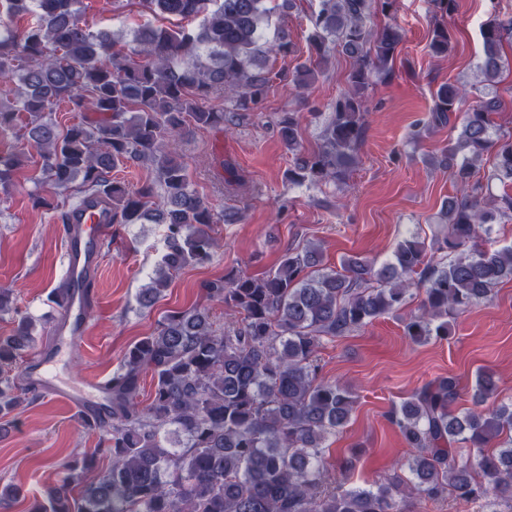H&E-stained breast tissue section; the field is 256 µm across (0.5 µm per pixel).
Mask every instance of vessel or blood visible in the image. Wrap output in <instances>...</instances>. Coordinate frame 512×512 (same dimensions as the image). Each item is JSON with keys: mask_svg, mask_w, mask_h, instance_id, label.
<instances>
[{"mask_svg": "<svg viewBox=\"0 0 512 512\" xmlns=\"http://www.w3.org/2000/svg\"><path fill=\"white\" fill-rule=\"evenodd\" d=\"M63 231V260L70 291L54 326L55 346L73 343L87 331L86 312L94 297L101 248L112 238V215L101 203L91 200L70 214ZM54 362L52 349L41 351L30 361L28 373L49 397L79 411L84 422L93 421L98 407L96 396L104 391V384L90 380L75 386L57 383L52 376Z\"/></svg>", "mask_w": 512, "mask_h": 512, "instance_id": "1", "label": "vessel or blood"}]
</instances>
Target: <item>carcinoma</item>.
Returning a JSON list of instances; mask_svg holds the SVG:
<instances>
[{
    "mask_svg": "<svg viewBox=\"0 0 512 512\" xmlns=\"http://www.w3.org/2000/svg\"><path fill=\"white\" fill-rule=\"evenodd\" d=\"M268 2L140 0L163 24L134 31L119 48L112 34L80 24L79 0H0V80L17 82L13 101L0 103V135L27 118L24 138L36 150L42 179L59 191L81 180L70 209L98 197L112 205L114 224L166 226V252L140 291L144 308L184 267L210 261L208 228L228 222L195 190L174 141L194 129L229 131L233 117L210 105L227 92L233 111L260 110L271 82L261 56L294 53L286 29L267 34ZM316 2L309 62L285 79L307 87L338 50L352 59L347 89L314 150L302 146L298 113H283L276 128L293 155L288 182L342 185L357 161L371 77L392 76L402 33L370 25L375 4L388 13L396 0ZM431 2L438 21L429 50L443 57L453 44L444 19L457 0ZM21 16L30 21L19 29L14 19ZM195 20V27L184 25ZM482 38L481 95L464 113L456 142L432 158L462 190L445 201L435 237L428 242L412 233L382 266L350 255L339 270L324 265L320 246L310 242L288 249L261 277L207 283L209 298L237 319L218 325L205 308L175 310L133 343L107 382V416L86 424L98 447L61 462V480L30 512H411L413 498L446 493L512 512V402L482 408L497 392L490 374L477 376L475 406L461 414L453 410L459 381L452 374L422 384L394 407L390 422L412 454L365 488L332 477L326 466V441L347 425L356 400L346 384L321 378L318 362L324 339L400 311L414 288L424 297L405 332L421 343L448 335V319L512 280V245H481L492 223L512 215V192L487 194L477 178L492 151L493 177L512 182V135L493 118L501 107L494 88L512 65L503 55L512 19L488 22ZM464 94L462 85H440L427 123H449ZM61 101L89 116L59 127L49 114ZM27 161L23 151L0 156L1 200ZM129 161L150 166L153 181L131 190L109 178ZM36 323L21 316L11 334L0 336L1 419L29 401L31 387L18 383L16 367L39 340ZM147 373L153 392L144 403ZM457 443L474 453H460ZM101 457L108 466L99 471Z\"/></svg>",
    "mask_w": 512,
    "mask_h": 512,
    "instance_id": "1",
    "label": "carcinoma"
}]
</instances>
